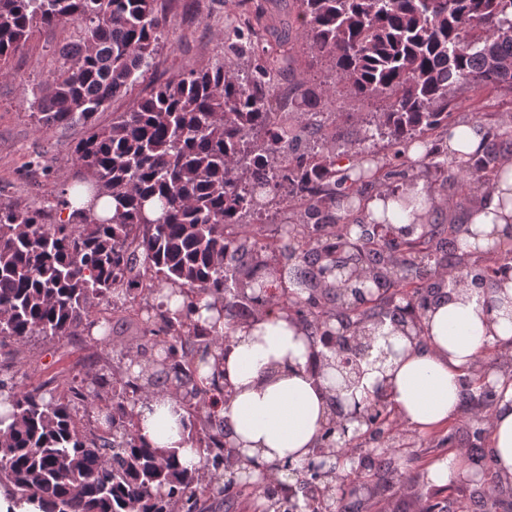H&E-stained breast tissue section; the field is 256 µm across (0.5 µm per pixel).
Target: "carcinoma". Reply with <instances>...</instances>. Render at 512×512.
<instances>
[{
  "instance_id": "cac0c4a2",
  "label": "carcinoma",
  "mask_w": 512,
  "mask_h": 512,
  "mask_svg": "<svg viewBox=\"0 0 512 512\" xmlns=\"http://www.w3.org/2000/svg\"><path fill=\"white\" fill-rule=\"evenodd\" d=\"M159 0H0V63L39 26L62 19L83 24V36L65 46L64 62L46 88L34 93L32 116L44 127L85 129L74 147L80 168L73 193L87 202L72 206L67 190L49 205L0 201V347L3 336L25 343L32 336L62 338L119 333L135 327L156 357L138 373L120 370L112 397L101 401V374L61 392L43 382L22 387L0 364V402L9 406L0 424V493L9 505L32 504L41 512H205L218 499L224 509L288 512L292 487H300L311 512H360L351 488L325 495L328 478L339 479L357 452L360 475L375 493L391 489L382 472L391 461L393 409L384 396L366 402L367 422L333 403L308 469L281 467L284 478L255 487L224 478L239 458L224 446L217 392L199 384L218 340L193 319L188 305L170 308L177 296L210 292L212 325L231 327L253 316L267 276L288 277L299 288L278 296L313 340L332 332L333 321L351 333L335 340L336 356L355 363L363 355L357 332L385 318L419 320L440 297L448 278L487 290L502 278L498 263L512 265V241L500 254L472 259L458 246L463 225L440 217L416 236L359 222L348 241L342 210L355 184L367 178L363 161L390 151L383 186L408 178V144L431 139L421 176L443 177L453 195L488 191L502 161L512 158V128L492 115H474L486 129L482 150L450 162L441 150L455 93L477 86L512 93V0H297L296 20L311 48L333 63L336 83L354 98L383 96L350 152L328 127L324 92L297 82L273 104L272 69L243 51L210 67L190 68L139 98L128 112L99 122L120 92L147 71L164 37L167 17ZM115 201L112 216L97 211ZM262 234L269 244L257 242ZM364 267L376 292L362 299L336 286V260ZM449 270L444 276L443 270ZM172 384L193 401L198 441L216 469L202 484L172 454L143 446L129 406L149 387ZM471 407L493 409L498 391L483 388L480 369L461 378ZM103 405H98V402ZM98 406V421L82 428L79 410ZM474 471H489L479 453L487 430L470 419Z\"/></svg>"
}]
</instances>
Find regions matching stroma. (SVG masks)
<instances>
[{
  "instance_id": "1",
  "label": "stroma",
  "mask_w": 512,
  "mask_h": 512,
  "mask_svg": "<svg viewBox=\"0 0 512 512\" xmlns=\"http://www.w3.org/2000/svg\"><path fill=\"white\" fill-rule=\"evenodd\" d=\"M168 31L149 70L131 91L119 97L112 111L104 112L101 122H109L113 112H125L160 82L180 72L221 62L228 51L226 36L236 29L248 30L255 47L261 48L258 62H265L264 51L273 47L267 21L289 26L285 61L278 63L275 85L289 91L293 82L303 80L324 88L323 109L338 113L342 132L352 131L367 113L380 111L384 102L373 98H353L335 84L332 63L310 47L304 30L295 24V0H167ZM82 26L75 21L40 27L10 59L0 65V200L43 205L75 184L78 168L73 148L82 137L81 127L38 130L30 117L33 94L50 79L61 64L62 46L75 42ZM452 110L457 121H468L472 113H492L512 117V95L492 90L459 94ZM134 331L113 336L101 343L78 338L44 341L38 338L9 349L22 383L36 384L48 379L65 383L84 377L90 364L116 372V352L137 341ZM432 435L400 428L396 457L402 478L425 481L429 465L442 458L433 448Z\"/></svg>"
}]
</instances>
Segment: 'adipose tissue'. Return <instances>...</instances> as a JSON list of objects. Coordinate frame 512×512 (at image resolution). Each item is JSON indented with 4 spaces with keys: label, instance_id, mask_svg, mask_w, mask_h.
Masks as SVG:
<instances>
[{
    "label": "adipose tissue",
    "instance_id": "adipose-tissue-1",
    "mask_svg": "<svg viewBox=\"0 0 512 512\" xmlns=\"http://www.w3.org/2000/svg\"><path fill=\"white\" fill-rule=\"evenodd\" d=\"M420 201L416 212L401 211L398 196ZM438 195L421 180L394 192L383 189L357 202L365 222L388 220L393 229L420 233ZM462 251L478 254L496 240L512 236V161L503 162L495 184L464 219ZM275 294L264 296L253 320L234 325L215 355L223 397L217 408L227 445L236 448L241 467L272 472L288 461L305 465L333 415L331 404L353 408L384 394L407 427L430 432L448 424L460 411L459 380L488 345L512 343V276L484 299L470 284L443 295L424 315L421 334L386 323L364 331L367 353L344 383L335 367L311 372L321 344L287 312H270ZM135 415L141 441L174 451L181 466L209 480L212 467L194 439L195 420L185 400L172 388H152L137 401ZM492 464L502 482L512 485V384L490 421Z\"/></svg>",
    "mask_w": 512,
    "mask_h": 512
}]
</instances>
